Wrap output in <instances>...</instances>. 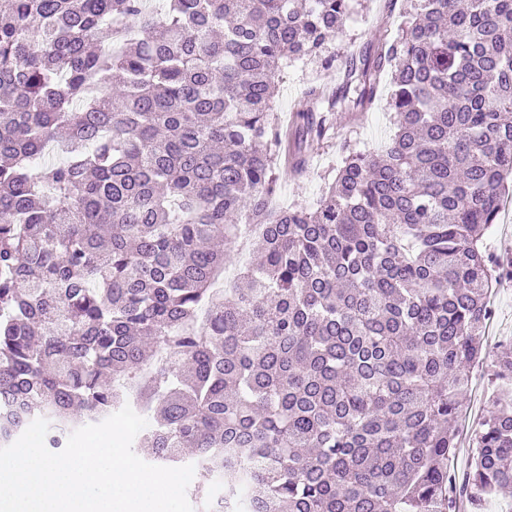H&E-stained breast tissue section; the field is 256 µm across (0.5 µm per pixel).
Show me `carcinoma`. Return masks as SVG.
Here are the masks:
<instances>
[{
	"mask_svg": "<svg viewBox=\"0 0 512 512\" xmlns=\"http://www.w3.org/2000/svg\"><path fill=\"white\" fill-rule=\"evenodd\" d=\"M282 126L288 63L331 68L353 0H0V447L52 452L128 404L133 447L192 464L214 512H459L448 460L504 276L512 0H413ZM381 154L343 143L316 205L277 165L336 138L385 78ZM55 143L65 157L32 163ZM245 219L257 265L219 293ZM474 438L475 512L512 489V349ZM510 202L508 215L502 210L499 224L488 231V246L497 257L500 265L508 266L512 263V197H507Z\"/></svg>",
	"mask_w": 512,
	"mask_h": 512,
	"instance_id": "obj_1",
	"label": "carcinoma"
}]
</instances>
